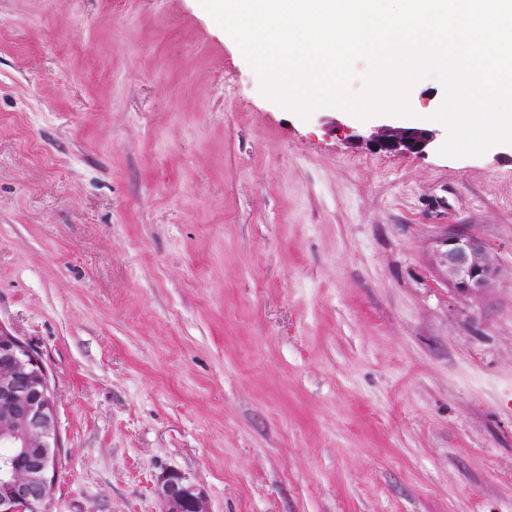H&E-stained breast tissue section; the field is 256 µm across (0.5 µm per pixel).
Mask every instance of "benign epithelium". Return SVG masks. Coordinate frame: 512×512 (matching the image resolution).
Returning a JSON list of instances; mask_svg holds the SVG:
<instances>
[{"label": "benign epithelium", "mask_w": 512, "mask_h": 512, "mask_svg": "<svg viewBox=\"0 0 512 512\" xmlns=\"http://www.w3.org/2000/svg\"><path fill=\"white\" fill-rule=\"evenodd\" d=\"M436 132L383 126L369 137L384 152L422 153ZM438 262L448 285L462 300L481 299L499 280L484 240L449 232L439 241ZM0 512H52L51 488L57 457L54 393L39 357L0 327ZM165 512H209L203 492L186 476L170 471L159 479Z\"/></svg>", "instance_id": "7a95c632"}]
</instances>
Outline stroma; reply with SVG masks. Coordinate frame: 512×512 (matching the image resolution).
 <instances>
[{
    "mask_svg": "<svg viewBox=\"0 0 512 512\" xmlns=\"http://www.w3.org/2000/svg\"><path fill=\"white\" fill-rule=\"evenodd\" d=\"M261 92L199 0H0V325L55 396L54 512H512V144ZM499 270L461 300L437 241ZM435 138L436 132L427 128L382 126L370 135L368 141L379 151L422 153ZM158 494L166 506L164 512H210L203 492L176 471L160 477Z\"/></svg>",
    "mask_w": 512,
    "mask_h": 512,
    "instance_id": "stroma-1",
    "label": "stroma"
}]
</instances>
